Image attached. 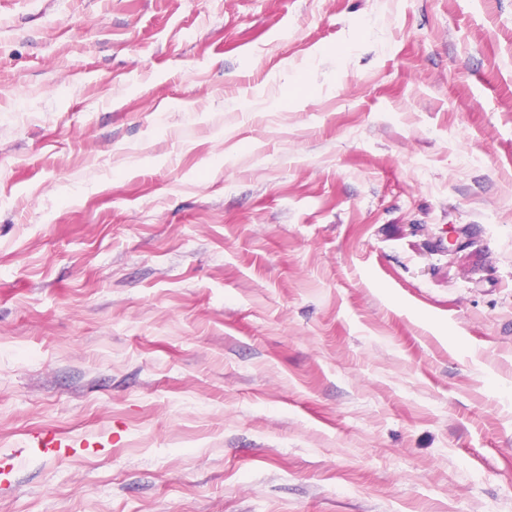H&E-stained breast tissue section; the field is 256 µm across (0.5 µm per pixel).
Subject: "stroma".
<instances>
[{"label": "stroma", "instance_id": "stroma-1", "mask_svg": "<svg viewBox=\"0 0 512 512\" xmlns=\"http://www.w3.org/2000/svg\"><path fill=\"white\" fill-rule=\"evenodd\" d=\"M0 512H512V0H0Z\"/></svg>", "mask_w": 512, "mask_h": 512}]
</instances>
